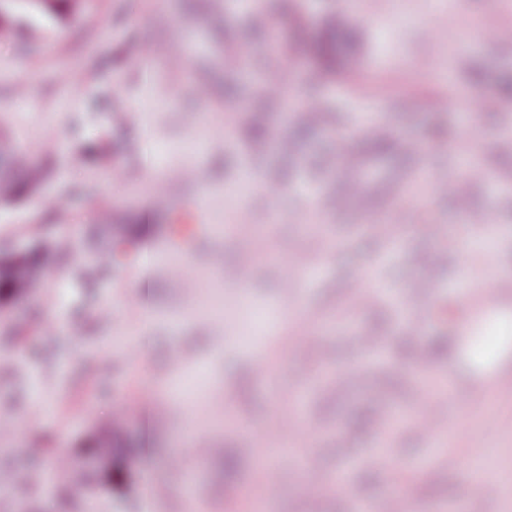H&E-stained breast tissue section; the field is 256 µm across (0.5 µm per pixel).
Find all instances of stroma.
<instances>
[{"mask_svg": "<svg viewBox=\"0 0 512 512\" xmlns=\"http://www.w3.org/2000/svg\"><path fill=\"white\" fill-rule=\"evenodd\" d=\"M265 36L238 0H82L53 20L17 7L0 37V134L41 174L34 193L0 202V248L41 246V288L0 308V512H252L241 492L258 466L277 493L266 512H358L382 504L398 475L408 512H512V389L500 368L467 367L468 336L483 333V299L512 312L497 272L512 273V0H356L335 14L332 0H303L284 14L263 0ZM471 23L456 43L438 38L447 18ZM336 21L333 74L315 53L293 55V98L320 96L340 122L316 128L297 150L250 149L242 131L261 112L289 137L298 116L254 99L246 67L263 69L270 44L293 50L297 33L318 42ZM195 47L184 53L185 43ZM496 98L479 113L477 141L459 112L438 101ZM30 106L13 109L15 98ZM419 142L355 161L364 210L393 217L394 241L373 239L360 212L330 210L336 139L355 147L373 123ZM492 170L465 187L464 206L429 190L432 176L459 177L463 163ZM489 214L492 249L468 247L464 213ZM141 228V248L96 232L105 219ZM308 267L292 292L288 260ZM179 264L210 307H194L166 269ZM244 273L245 283L234 280ZM375 275V303L345 304L353 280ZM151 283L148 301L135 289ZM434 284L433 304L467 317L458 355L418 362L446 330L439 318L413 328L398 307L407 284ZM383 321L387 349L368 352L357 334ZM446 424L447 442L415 431L420 388ZM39 391L42 405L30 400ZM401 413L383 446L378 428L354 432L359 408ZM120 449L111 483L40 487V472L104 425ZM457 448L480 458L448 464ZM238 450L226 477L224 455ZM387 462L372 465V458Z\"/></svg>", "mask_w": 512, "mask_h": 512, "instance_id": "35a3bbf8", "label": "stroma"}]
</instances>
